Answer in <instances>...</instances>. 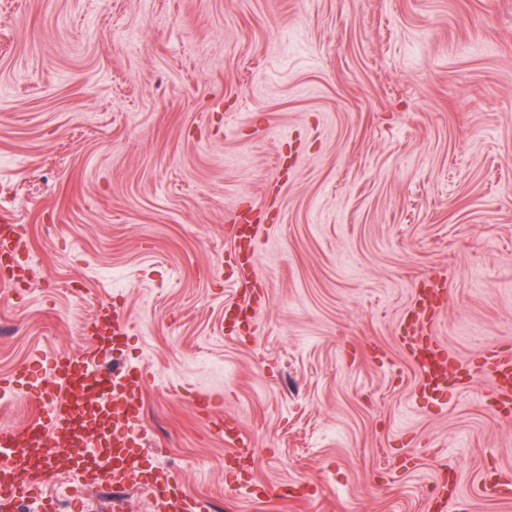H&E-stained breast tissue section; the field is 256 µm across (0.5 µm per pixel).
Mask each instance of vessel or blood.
Wrapping results in <instances>:
<instances>
[{"instance_id":"vessel-or-blood-1","label":"vessel or blood","mask_w":512,"mask_h":512,"mask_svg":"<svg viewBox=\"0 0 512 512\" xmlns=\"http://www.w3.org/2000/svg\"><path fill=\"white\" fill-rule=\"evenodd\" d=\"M27 258L28 243L21 226L0 224L1 286L21 281ZM433 310L428 291L418 290L419 338L411 345L412 354L422 386L439 392L453 358L430 337ZM126 335L125 322L115 315H97L90 325V343L97 352L112 351ZM35 363L52 378L54 391L47 396L30 393L31 418L19 428L0 430V508L33 498L50 467L100 482L135 480L142 458L143 426L134 401L142 392L143 370L131 368L106 379L88 356L67 353L39 356ZM483 365L504 410H511L512 350L488 347ZM160 479L159 495L166 512H201L197 501L183 495L177 478L164 472Z\"/></svg>"}]
</instances>
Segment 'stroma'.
<instances>
[{"instance_id":"1","label":"stroma","mask_w":512,"mask_h":512,"mask_svg":"<svg viewBox=\"0 0 512 512\" xmlns=\"http://www.w3.org/2000/svg\"><path fill=\"white\" fill-rule=\"evenodd\" d=\"M3 221L31 253L0 289V428L102 307L129 332L101 366L145 372L138 479L51 472L20 512H157L161 469L207 512H430L451 477L445 512H512L480 490L512 474L480 367L512 347V0H0ZM426 281L436 400L399 341Z\"/></svg>"}]
</instances>
